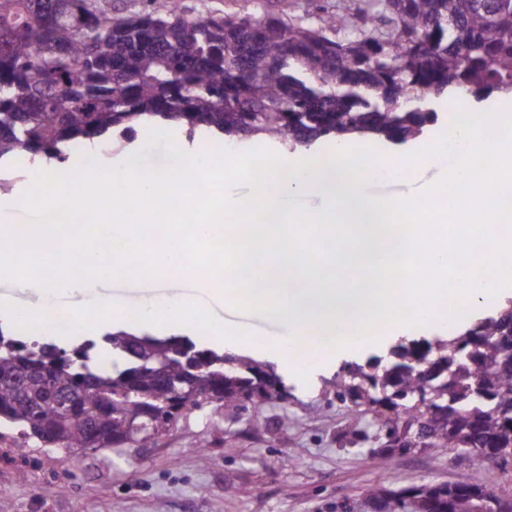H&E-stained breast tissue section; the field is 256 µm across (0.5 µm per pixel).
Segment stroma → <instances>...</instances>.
<instances>
[{
	"instance_id": "stroma-1",
	"label": "stroma",
	"mask_w": 512,
	"mask_h": 512,
	"mask_svg": "<svg viewBox=\"0 0 512 512\" xmlns=\"http://www.w3.org/2000/svg\"><path fill=\"white\" fill-rule=\"evenodd\" d=\"M364 0H211L228 13L308 17L314 10L358 14ZM423 168L368 185L373 196L421 193L439 179ZM222 322L255 335L243 350L274 360L288 377L287 399H272L234 415L202 402L170 429L142 445L87 449L70 456L14 425L0 426V503L10 512H336L367 488L401 490L448 483L477 473L488 490L512 498V471L454 448L394 455L386 466L371 457L383 428L375 414L337 401L326 381L344 362L389 357V341L312 356L298 369L266 341L277 322L238 313L214 301ZM366 440L353 439L354 430Z\"/></svg>"
}]
</instances>
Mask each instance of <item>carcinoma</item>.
Instances as JSON below:
<instances>
[{
  "label": "carcinoma",
  "instance_id": "carcinoma-1",
  "mask_svg": "<svg viewBox=\"0 0 512 512\" xmlns=\"http://www.w3.org/2000/svg\"><path fill=\"white\" fill-rule=\"evenodd\" d=\"M101 0H0V160L23 153L64 163L97 140L115 152L141 125H174L193 140L255 139L287 149L363 138L405 144L438 122L426 106L457 93L512 89V0H378L353 27L343 13L304 18L192 16L183 0H146L136 15ZM512 300L446 338L399 345L373 387L397 397L403 427L425 443L512 464ZM112 353V369L98 357ZM336 398L378 399L350 371ZM288 396L272 366L200 347L185 336L107 331L67 350L0 327V421L49 430L74 451L126 442L141 406H172L160 435L203 400L227 412ZM489 494L467 474L402 492L371 488L340 512H475Z\"/></svg>",
  "mask_w": 512,
  "mask_h": 512
}]
</instances>
